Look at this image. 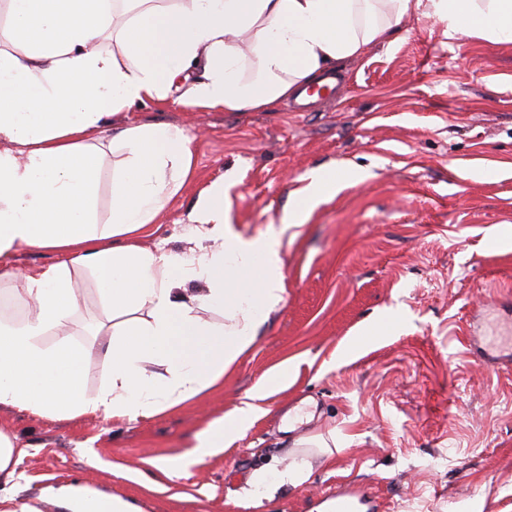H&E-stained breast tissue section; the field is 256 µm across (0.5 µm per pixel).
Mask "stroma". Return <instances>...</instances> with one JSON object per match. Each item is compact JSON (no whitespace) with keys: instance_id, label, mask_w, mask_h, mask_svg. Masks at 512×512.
Segmentation results:
<instances>
[{"instance_id":"obj_1","label":"stroma","mask_w":512,"mask_h":512,"mask_svg":"<svg viewBox=\"0 0 512 512\" xmlns=\"http://www.w3.org/2000/svg\"><path fill=\"white\" fill-rule=\"evenodd\" d=\"M344 95L294 112L183 109L148 102L93 134L100 150L99 222L125 153L116 126L174 123L190 135L192 175L155 218L143 246L200 255L192 236L200 194L225 174L243 236L282 232L286 294L224 385L137 420L41 417L0 407L18 448L22 498L40 512L43 486L82 480L139 512H312L356 499L367 512H512V44L448 38L434 19L403 18L388 43L343 63ZM318 169L336 193L298 231L282 224ZM70 339L91 357L84 387L104 377L108 342L93 277ZM295 358L294 377L258 400L224 449L191 463L197 432L223 419ZM335 432L331 458L312 456L303 484L257 494L259 469L280 470L293 439ZM163 458L177 477L155 470Z\"/></svg>"}]
</instances>
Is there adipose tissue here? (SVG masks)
<instances>
[{
	"label": "adipose tissue",
	"mask_w": 512,
	"mask_h": 512,
	"mask_svg": "<svg viewBox=\"0 0 512 512\" xmlns=\"http://www.w3.org/2000/svg\"><path fill=\"white\" fill-rule=\"evenodd\" d=\"M137 3L117 54L102 46L110 0H8L24 50H0V266L23 248L63 259L16 274L33 309L23 322L0 320V405L57 419L150 416L221 382L284 300L279 232L237 234L224 182L189 215L194 236L222 241L221 249L188 258L140 246L191 175V140L179 126L117 131L125 157L112 180L110 220L98 223L100 155L90 135L109 116L155 99L227 112L270 107L385 42L412 13L434 18L450 38L512 43V0H181L174 10ZM80 271L94 277L109 323L99 353L107 383L93 397L84 389L88 353L65 334L80 307ZM192 282L203 292L190 291ZM205 310L222 312L223 322L203 319ZM49 334L56 344L44 345ZM256 412L242 402L197 433L193 458L215 454ZM294 445L286 468L252 474L256 492L307 481L303 447L333 454L320 435ZM14 451L0 430V512H39L15 492ZM43 495L61 512H136L81 481Z\"/></svg>",
	"instance_id": "ef3b65f1"
}]
</instances>
